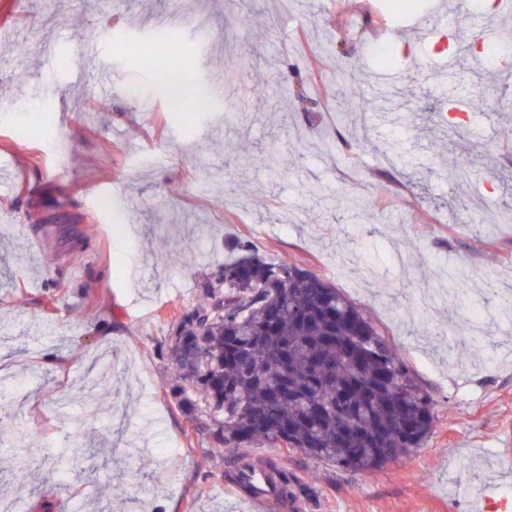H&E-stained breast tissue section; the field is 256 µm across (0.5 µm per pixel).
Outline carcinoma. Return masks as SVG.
<instances>
[{
	"instance_id": "carcinoma-1",
	"label": "carcinoma",
	"mask_w": 512,
	"mask_h": 512,
	"mask_svg": "<svg viewBox=\"0 0 512 512\" xmlns=\"http://www.w3.org/2000/svg\"><path fill=\"white\" fill-rule=\"evenodd\" d=\"M112 38L151 67L172 103L210 109L195 85L170 79L184 58L153 54L149 42ZM337 80L344 111L364 107ZM237 255L182 313L167 346L175 373L170 392L214 448L266 444L294 448L315 463L356 471L379 469L411 453L431 432L432 398L365 310L296 264L260 259L238 240ZM224 309H211L216 295ZM272 490L295 501L310 492L287 469L266 463Z\"/></svg>"
}]
</instances>
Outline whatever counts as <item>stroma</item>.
<instances>
[{"label":"stroma","instance_id":"1","mask_svg":"<svg viewBox=\"0 0 512 512\" xmlns=\"http://www.w3.org/2000/svg\"><path fill=\"white\" fill-rule=\"evenodd\" d=\"M386 0H0V501L38 512H248L226 490L227 454L197 432L169 390L171 328L204 292L230 246L304 267L371 316L434 402L420 448L382 469L346 472L300 451L255 446L314 489L303 512H481L448 495L491 482L512 498V223L483 233L512 185V67L483 60L495 0H438L439 35L458 63L422 45ZM173 23L189 75L231 91L202 121L174 116L106 24L153 36ZM192 26H185V19ZM101 49L79 57L76 42ZM409 76L377 86L375 46ZM383 88L396 107L372 115V141L346 132L331 73ZM117 86L98 95L100 71ZM486 90L482 113L452 103ZM475 167L448 175L461 153ZM315 183L316 193L305 191ZM112 199L124 218L112 232ZM372 204L361 222L345 203ZM81 263H72L73 254ZM477 282L441 302L449 261ZM488 339L467 335L470 310ZM460 329V353L424 326ZM142 449L130 459L125 449Z\"/></svg>","mask_w":512,"mask_h":512}]
</instances>
